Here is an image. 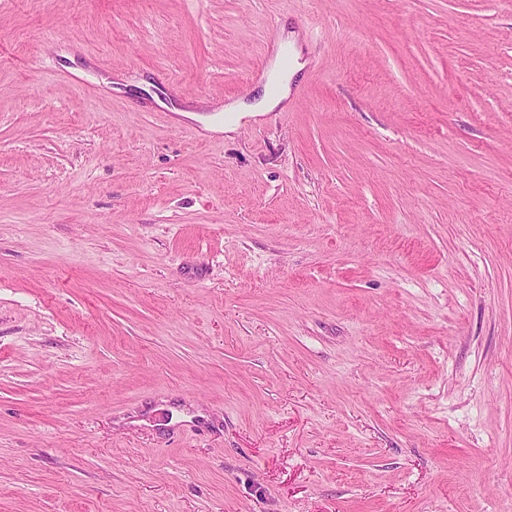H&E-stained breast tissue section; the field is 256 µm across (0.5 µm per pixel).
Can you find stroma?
<instances>
[{
  "mask_svg": "<svg viewBox=\"0 0 512 512\" xmlns=\"http://www.w3.org/2000/svg\"><path fill=\"white\" fill-rule=\"evenodd\" d=\"M0 512H512V0H0ZM287 96V91L285 90L280 91L278 95H274L271 97H268L265 93L264 106L261 111L245 109L238 105H229L224 110V112H228V118L224 122L225 131L234 130L240 118L243 116H254L258 112H267L275 109L287 98Z\"/></svg>",
  "mask_w": 512,
  "mask_h": 512,
  "instance_id": "stroma-1",
  "label": "stroma"
}]
</instances>
